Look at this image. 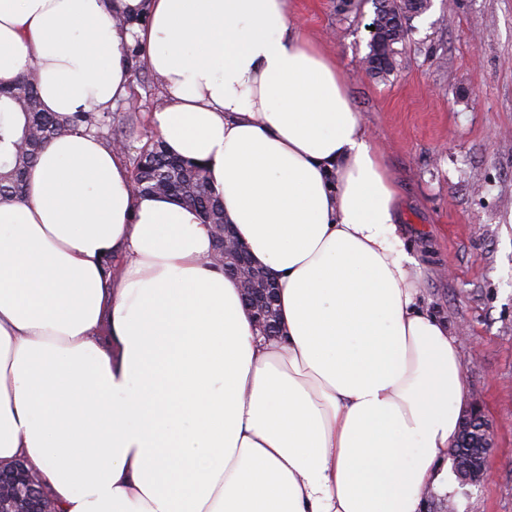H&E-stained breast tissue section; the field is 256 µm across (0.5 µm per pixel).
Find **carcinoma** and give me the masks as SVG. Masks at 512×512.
Wrapping results in <instances>:
<instances>
[{
	"label": "carcinoma",
	"mask_w": 512,
	"mask_h": 512,
	"mask_svg": "<svg viewBox=\"0 0 512 512\" xmlns=\"http://www.w3.org/2000/svg\"><path fill=\"white\" fill-rule=\"evenodd\" d=\"M395 0H378L375 19L387 34L386 50L390 73L396 60L395 44L401 42L398 26L392 21L398 13ZM38 72L29 68L12 82L0 85V128L12 126L15 115L22 123L10 142L9 150L0 159V202L24 198V174L38 154L59 136L83 127L106 139L108 145L121 149L123 142L112 136V111L91 110L62 117L41 109L38 96ZM132 184L143 193L172 196L195 209L206 224L224 223V205L212 189L204 168L193 162L170 155L160 134L147 137L132 162Z\"/></svg>",
	"instance_id": "carcinoma-1"
}]
</instances>
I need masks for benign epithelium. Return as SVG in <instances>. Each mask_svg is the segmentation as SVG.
Returning a JSON list of instances; mask_svg holds the SVG:
<instances>
[{
	"label": "benign epithelium",
	"mask_w": 512,
	"mask_h": 512,
	"mask_svg": "<svg viewBox=\"0 0 512 512\" xmlns=\"http://www.w3.org/2000/svg\"><path fill=\"white\" fill-rule=\"evenodd\" d=\"M215 239L224 242V270L239 279L247 309L263 335L279 334V318L273 316L277 285L266 271L253 265L231 225H214ZM493 436L478 404L462 417L456 444L451 449L456 477L461 484H479L488 477L487 459ZM0 512H53L38 475L18 461L0 465Z\"/></svg>",
	"instance_id": "obj_1"
}]
</instances>
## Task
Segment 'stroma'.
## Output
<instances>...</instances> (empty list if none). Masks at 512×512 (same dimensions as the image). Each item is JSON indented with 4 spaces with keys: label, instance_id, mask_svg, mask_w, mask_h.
Returning <instances> with one entry per match:
<instances>
[{
    "label": "stroma",
    "instance_id": "obj_1",
    "mask_svg": "<svg viewBox=\"0 0 512 512\" xmlns=\"http://www.w3.org/2000/svg\"><path fill=\"white\" fill-rule=\"evenodd\" d=\"M299 24L334 51L370 137L401 188L406 242L421 265L428 309L447 322L494 446L490 478H449L422 512H512V0H433L398 44V65L378 77L363 65L375 0H291ZM135 104L112 128L136 154L164 94L150 69ZM145 121L125 126L129 111Z\"/></svg>",
    "mask_w": 512,
    "mask_h": 512
}]
</instances>
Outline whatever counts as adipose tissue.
I'll use <instances>...</instances> for the list:
<instances>
[{"mask_svg": "<svg viewBox=\"0 0 512 512\" xmlns=\"http://www.w3.org/2000/svg\"><path fill=\"white\" fill-rule=\"evenodd\" d=\"M135 45L153 127L275 275L282 334L194 210L133 192L96 134L55 139L0 204V464L57 512H419L448 491L462 363L338 57L290 0H0V83L37 64L46 111L127 98Z\"/></svg>", "mask_w": 512, "mask_h": 512, "instance_id": "ef3b65f1", "label": "adipose tissue"}]
</instances>
